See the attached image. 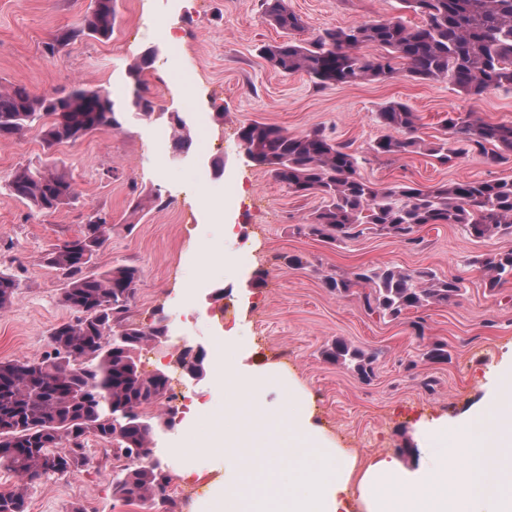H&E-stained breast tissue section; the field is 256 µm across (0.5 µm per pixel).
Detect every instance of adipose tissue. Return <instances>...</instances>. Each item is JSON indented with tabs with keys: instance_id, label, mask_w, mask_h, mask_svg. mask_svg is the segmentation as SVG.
<instances>
[{
	"instance_id": "obj_1",
	"label": "adipose tissue",
	"mask_w": 512,
	"mask_h": 512,
	"mask_svg": "<svg viewBox=\"0 0 512 512\" xmlns=\"http://www.w3.org/2000/svg\"><path fill=\"white\" fill-rule=\"evenodd\" d=\"M228 355L215 364L212 384L239 392L225 403L224 421L216 425L208 451L223 456L224 473L216 478L195 512H232L251 490L245 452L272 447L266 463L277 481L281 460L301 464L315 458L311 478L296 486L289 500L279 493L266 497L265 512H512V495L489 490L485 477L498 471L501 455L512 448V354L498 367L494 385L461 418H439L419 426L416 466L395 455L378 457L359 467L355 454L338 448L315 420L310 397L293 375L277 363L254 361L241 337H225ZM287 392L288 406L279 409L266 392ZM452 445L459 459L450 461L438 447Z\"/></svg>"
}]
</instances>
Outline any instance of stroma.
I'll return each instance as SVG.
<instances>
[{
  "label": "stroma",
  "instance_id": "1",
  "mask_svg": "<svg viewBox=\"0 0 512 512\" xmlns=\"http://www.w3.org/2000/svg\"><path fill=\"white\" fill-rule=\"evenodd\" d=\"M303 21L299 36L380 19L419 15L402 11L399 0H289ZM91 0H0V85L40 95L82 86L109 93L116 102L131 95L127 70L144 51L154 53L144 80L160 116L145 121L126 113L118 129L105 128L73 143L46 147L39 131L0 139V272L19 283L14 303L0 311V361H37L51 352L49 334L75 314L61 301L65 280L45 258L62 240L79 233L92 212L106 214L108 239L92 271L115 265L138 269L128 321L145 327L157 313L168 317L169 337L137 353L147 376L165 373L169 389L207 407L192 426L177 423L158 433L154 454L198 446L189 461L196 474L173 477L170 489L182 512L204 500L224 468L223 457L203 451L212 427L224 416L230 391L211 389L209 371L224 354V334L238 328L259 361H275L308 392L315 419L360 462L392 453L409 460L413 434L422 422L457 417L480 401L496 366L512 350V280L496 288L471 265L479 255L512 251V235L477 238L460 224H426L412 241L364 231L331 242L309 235L306 217L321 204L300 197L253 165L238 139L240 125L258 121L291 134L324 129L351 143L358 172L377 188L405 182L424 186L468 180L512 179V162L500 166L470 155L443 165L425 154L387 159L374 156L383 135L375 114L388 102L408 104L420 117L425 142L443 136L451 112H473L490 123L512 122V89L468 97L440 81L406 75L383 82L314 87L304 73L272 69L260 55L264 44L283 40L263 16L261 0H116L110 39L75 36L52 58L43 46L62 29L78 27ZM168 21L178 35L182 64L194 81L168 77L169 40L153 29ZM180 113L193 144L176 155L167 115ZM25 164H47L77 186L72 204L51 214L12 196L11 172ZM223 193L216 211L209 197ZM160 198V206L135 212L138 198ZM234 224L226 236L225 224ZM290 256L301 266L287 265ZM389 267L461 278L459 296L445 304L404 311L398 317L369 312L364 286L339 293L326 277L347 279L358 269ZM344 342L371 361L363 374L356 361L333 362L324 352ZM443 345L447 359L426 353ZM205 353V371L190 377L178 364L184 349ZM90 438L88 463L63 480L43 479L29 488L28 512H144L112 496L116 463Z\"/></svg>",
  "mask_w": 512,
  "mask_h": 512
}]
</instances>
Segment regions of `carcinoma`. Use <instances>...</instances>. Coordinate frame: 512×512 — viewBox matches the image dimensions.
Wrapping results in <instances>:
<instances>
[{
    "instance_id": "cac0c4a2",
    "label": "carcinoma",
    "mask_w": 512,
    "mask_h": 512,
    "mask_svg": "<svg viewBox=\"0 0 512 512\" xmlns=\"http://www.w3.org/2000/svg\"><path fill=\"white\" fill-rule=\"evenodd\" d=\"M422 21L407 25L399 18L323 29L314 39H287L262 47L263 59L282 73L303 72L318 87L384 82L400 72L414 80L446 81L463 94L481 96L512 88V0H400ZM265 20L289 34L303 28L288 0H262ZM114 0H94L75 29L57 32L45 49L65 46L80 33L110 39ZM152 55L143 53L128 70L132 94L117 107L107 93L75 88L33 95L18 86L0 85V139L22 136L42 124L51 148L74 143L103 128L118 129V115L132 112L150 120L155 103L143 80ZM174 150L185 153L191 139L176 112ZM387 130L371 151L382 156L422 152L445 165L468 154L490 165L512 160V123H489L473 112L448 115L447 136L427 143L416 136L420 116L408 105L392 102L376 113ZM238 137L247 159L300 196L317 194L322 205L306 218L308 234L351 238L361 230L409 239L425 224H462L476 237L512 234V179L458 180L422 187L399 184L378 189L358 174L357 153L316 128L302 134L262 122L244 123ZM10 193L47 213L76 197L71 178L50 168L17 167L9 176ZM107 218L87 217L79 235L50 252L47 264L65 278L62 302L75 319L52 329L53 353L37 365L0 362V467L19 481L0 492V512H27L28 488L61 470L72 474L87 464L86 440L92 435L112 443V455L128 462L118 467L112 496L132 503L161 504L180 512L171 496V478L152 453L156 433L175 426L177 410L158 415L147 409L166 398L168 377H145L135 355L148 342L167 337L165 317L147 328L127 324L138 270L113 266L88 271L107 240ZM495 288L512 279V251L478 261ZM328 287L346 293L356 284L370 288L368 310L398 317L412 308L446 304L461 292V280L439 279L428 271L361 268L351 279L326 278ZM18 283L0 272V310L16 298Z\"/></svg>"
}]
</instances>
